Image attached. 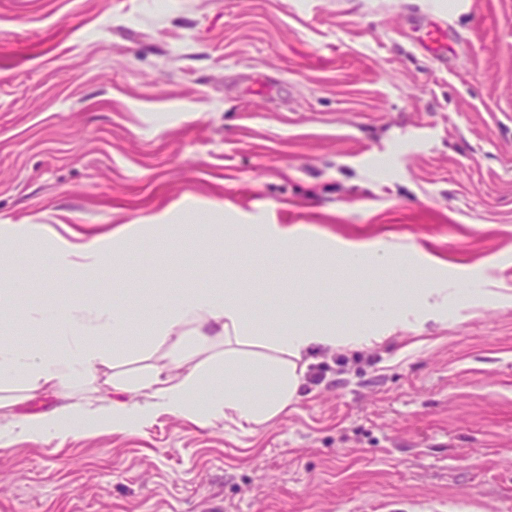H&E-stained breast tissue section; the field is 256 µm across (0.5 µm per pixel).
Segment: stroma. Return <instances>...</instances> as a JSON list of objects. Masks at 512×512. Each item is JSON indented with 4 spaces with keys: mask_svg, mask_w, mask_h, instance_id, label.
Returning a JSON list of instances; mask_svg holds the SVG:
<instances>
[{
    "mask_svg": "<svg viewBox=\"0 0 512 512\" xmlns=\"http://www.w3.org/2000/svg\"><path fill=\"white\" fill-rule=\"evenodd\" d=\"M438 10L443 64L418 45ZM117 224L157 230L96 279L52 272L54 237ZM208 224L406 254L292 279L274 249L225 242L257 281L335 289L320 313L340 325L385 279L421 287L432 257L459 295L491 296L321 353L288 414L251 430L163 415L32 437L15 414L97 408L111 370L31 399L0 378V512H512V0H0V324L40 350L58 338L26 308L99 297L128 310L125 354L157 284L208 285Z\"/></svg>",
    "mask_w": 512,
    "mask_h": 512,
    "instance_id": "stroma-1",
    "label": "stroma"
}]
</instances>
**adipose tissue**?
I'll return each instance as SVG.
<instances>
[{
    "label": "adipose tissue",
    "mask_w": 512,
    "mask_h": 512,
    "mask_svg": "<svg viewBox=\"0 0 512 512\" xmlns=\"http://www.w3.org/2000/svg\"><path fill=\"white\" fill-rule=\"evenodd\" d=\"M151 230L148 224H121L77 244L58 239L51 246V267L62 276L95 278L111 259L136 251ZM218 230L229 239L275 248L285 264L296 268L313 252L311 236L285 224H222ZM324 250L339 253L352 270L369 263L382 267L391 259L390 249L377 243L330 240ZM264 294L261 288L229 287L224 277L203 288L182 289L174 299L166 289H157L151 302L155 315L151 341L133 349L139 366L132 373L122 371L119 356L106 349L107 342L125 328V308L95 300L62 309L30 310L32 318L57 323L61 346L43 353L1 341V377H19L34 393L65 388L100 365L113 367L114 372L104 409L64 406L48 414L20 417L18 427L28 434L52 437L94 430L107 421L113 431L125 433L148 427L162 414L200 424L223 419L243 429L261 426L286 414L294 403L306 355L320 349L372 347L396 331L441 322L449 303L457 298L444 280L406 293L374 288L362 301L357 325L298 318L284 330L267 332L254 327L249 317ZM244 366L266 378L262 392L234 382L235 373Z\"/></svg>",
    "instance_id": "adipose-tissue-1"
}]
</instances>
